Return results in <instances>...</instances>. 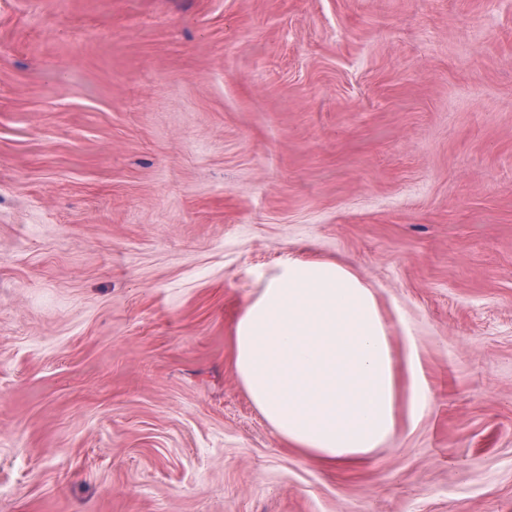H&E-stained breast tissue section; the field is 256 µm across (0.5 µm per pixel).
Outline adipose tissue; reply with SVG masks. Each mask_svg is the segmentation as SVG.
<instances>
[{
	"mask_svg": "<svg viewBox=\"0 0 512 512\" xmlns=\"http://www.w3.org/2000/svg\"><path fill=\"white\" fill-rule=\"evenodd\" d=\"M234 345L252 402L307 456L341 464L395 434L389 328L372 291L346 268L284 259L245 304Z\"/></svg>",
	"mask_w": 512,
	"mask_h": 512,
	"instance_id": "1",
	"label": "adipose tissue"
}]
</instances>
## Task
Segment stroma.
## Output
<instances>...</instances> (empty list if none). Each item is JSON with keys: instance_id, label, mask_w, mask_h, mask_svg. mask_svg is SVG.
Wrapping results in <instances>:
<instances>
[{"instance_id": "1", "label": "stroma", "mask_w": 512, "mask_h": 512, "mask_svg": "<svg viewBox=\"0 0 512 512\" xmlns=\"http://www.w3.org/2000/svg\"><path fill=\"white\" fill-rule=\"evenodd\" d=\"M289 255L416 346L362 461L237 377ZM0 512H512V0H0ZM407 366L410 378L408 391V402L411 410L412 420L419 419L431 406V396L427 387L422 383L419 371L418 360L414 344H408Z\"/></svg>"}]
</instances>
